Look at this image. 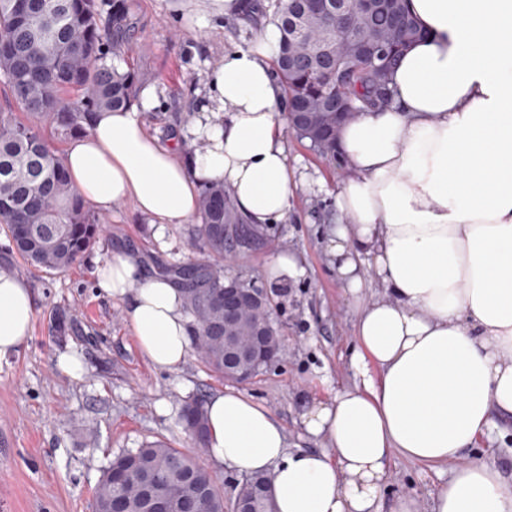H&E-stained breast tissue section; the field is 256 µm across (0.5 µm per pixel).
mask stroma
Here are the masks:
<instances>
[{"label":"stroma","instance_id":"1","mask_svg":"<svg viewBox=\"0 0 512 512\" xmlns=\"http://www.w3.org/2000/svg\"><path fill=\"white\" fill-rule=\"evenodd\" d=\"M261 2L263 17L206 21L207 0H135L138 29L120 56L138 71L141 89L156 96V106L142 113L151 134L166 140L190 122L209 68L224 53L249 47L264 16L276 15V0ZM284 142L296 182L288 216L268 225L270 246L237 249L223 265L268 291L283 344L279 360L244 385L243 393L280 420L290 449L323 450L325 439L305 433L301 407L352 384L358 303L385 297L386 289L364 264V286L352 297L329 251V231L344 221L336 194L349 168L329 164L292 133H285ZM99 215L104 225L97 244L62 273L24 262L9 251L0 229V264L25 278L37 298L28 346L0 360V512H91L113 456L157 440L213 471L225 499H232L243 472L217 464L179 422L186 401L208 398L227 389V382L194 353L177 370L155 369L137 348L122 299L96 286L98 263L119 250L136 254L148 274L173 275L200 257L192 246L195 226L150 223L129 200ZM285 254L295 270L272 275V263ZM70 351L82 358L81 378L57 367L59 355ZM162 403L163 413L157 410ZM470 459L512 466L511 415L495 418ZM450 473L447 466L394 456L385 498L409 495L419 512H428L431 491Z\"/></svg>","mask_w":512,"mask_h":512}]
</instances>
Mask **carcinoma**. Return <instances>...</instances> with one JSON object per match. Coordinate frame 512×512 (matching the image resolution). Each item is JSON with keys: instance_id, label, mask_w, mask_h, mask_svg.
<instances>
[{"instance_id": "obj_1", "label": "carcinoma", "mask_w": 512, "mask_h": 512, "mask_svg": "<svg viewBox=\"0 0 512 512\" xmlns=\"http://www.w3.org/2000/svg\"><path fill=\"white\" fill-rule=\"evenodd\" d=\"M357 24L347 30L321 8L319 0H278L280 39L276 74L288 111L299 112L307 123L292 132L334 164L336 112L350 118L385 100L387 83L372 62L373 53L387 49L388 69L420 35L405 0H386L365 10L361 0H349ZM134 0H109L102 12L98 0H37V8L20 17L13 0H0V41L11 50L0 51V72L12 102L22 112L56 125L62 136L86 130L87 116L102 109L133 104L139 77L111 60L137 28ZM348 60L347 78L336 83L327 60ZM198 238L208 256L218 258L244 241L265 245L268 235L258 224H247L224 187L206 185L198 198ZM234 234L224 237V225ZM0 226L7 230L9 248L34 267L50 272L68 269L95 243L99 218L76 194L59 152L14 112H0ZM183 302L193 315L194 348L209 369L224 377V306L218 300L224 288V267L194 261L178 268ZM185 430L200 442L207 439L206 411L198 398L181 411ZM130 457L134 468L145 467L163 480L164 493L176 498L183 480L192 478L209 489L204 512H226L224 492L214 474L165 441L149 443ZM144 474L136 472L123 484L112 483V467L99 481L97 505L114 499L127 512H142Z\"/></svg>"}]
</instances>
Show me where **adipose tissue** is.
I'll return each mask as SVG.
<instances>
[{"label":"adipose tissue","mask_w":512,"mask_h":512,"mask_svg":"<svg viewBox=\"0 0 512 512\" xmlns=\"http://www.w3.org/2000/svg\"><path fill=\"white\" fill-rule=\"evenodd\" d=\"M422 36L403 54L380 108L341 129L351 176L331 231L351 293L373 259L386 298L355 323L352 387L306 405V433L328 450H290L281 422L235 389L206 401L208 447L220 464L271 478L276 512H416L385 503L393 456L451 466L430 512H512V472L467 455L494 415H512V0H407ZM278 29L225 53L192 121L164 145L140 119L155 96L93 113L66 146L71 182L102 209L132 200L156 224H186L215 182L252 224L288 214L287 110L271 59ZM205 151H196L197 140ZM100 290L123 299L140 352L159 370L182 366L193 327L180 288L113 253ZM36 298L0 266V359L31 340Z\"/></svg>","instance_id":"1"}]
</instances>
